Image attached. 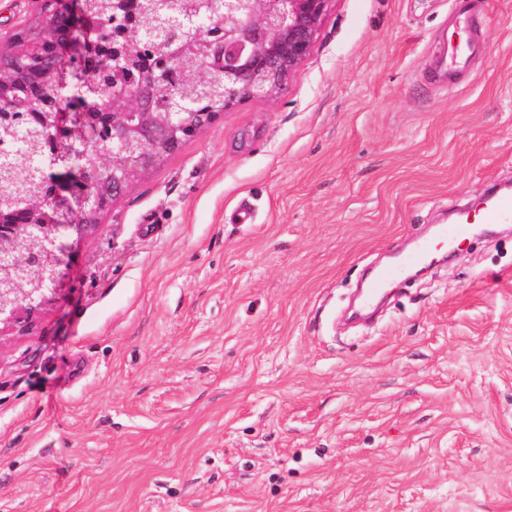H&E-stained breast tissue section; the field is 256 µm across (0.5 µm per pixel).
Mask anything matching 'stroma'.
<instances>
[{"label": "stroma", "instance_id": "35a3bbf8", "mask_svg": "<svg viewBox=\"0 0 512 512\" xmlns=\"http://www.w3.org/2000/svg\"><path fill=\"white\" fill-rule=\"evenodd\" d=\"M333 0L310 57L133 184L0 333V512H512V235L355 288L512 183V0ZM480 48V46L473 44L472 40L464 41L458 45H453L449 43L447 49V58L444 60L436 61V65L440 67L442 70H448V73H453L458 70L464 69L468 63L471 56V53ZM398 268L395 266L387 267L378 272L373 279L368 283L365 289V296L363 305L367 308L370 307L371 301L379 296L381 291L394 280L399 273Z\"/></svg>", "mask_w": 512, "mask_h": 512}]
</instances>
